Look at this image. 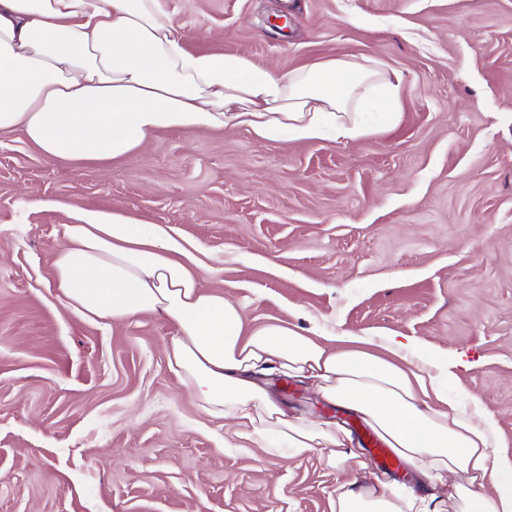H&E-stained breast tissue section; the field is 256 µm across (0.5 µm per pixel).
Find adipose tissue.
I'll list each match as a JSON object with an SVG mask.
<instances>
[{"label": "adipose tissue", "mask_w": 512, "mask_h": 512, "mask_svg": "<svg viewBox=\"0 0 512 512\" xmlns=\"http://www.w3.org/2000/svg\"><path fill=\"white\" fill-rule=\"evenodd\" d=\"M402 83L354 57L277 74L244 54L189 51L167 0H0V134L51 161L104 164L170 128L350 140L366 131L363 113L398 112ZM60 231L51 284L67 308L89 321L164 319L168 366L208 416L268 454L316 453L341 473L333 512H512L495 423L478 396L449 393L414 339L385 336L372 352L319 326H247L167 225L89 211ZM270 375L357 414L415 486L372 472L343 426L288 415L262 383Z\"/></svg>", "instance_id": "1"}]
</instances>
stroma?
<instances>
[{"label":"stroma","mask_w":512,"mask_h":512,"mask_svg":"<svg viewBox=\"0 0 512 512\" xmlns=\"http://www.w3.org/2000/svg\"><path fill=\"white\" fill-rule=\"evenodd\" d=\"M168 2L194 51L398 71L401 111L355 141L161 130L104 168L0 136V512H332L318 456H268L199 409L165 321L65 306L51 264L81 211L173 227L248 324L419 340L512 457V0ZM272 390L368 442L308 385Z\"/></svg>","instance_id":"1"}]
</instances>
